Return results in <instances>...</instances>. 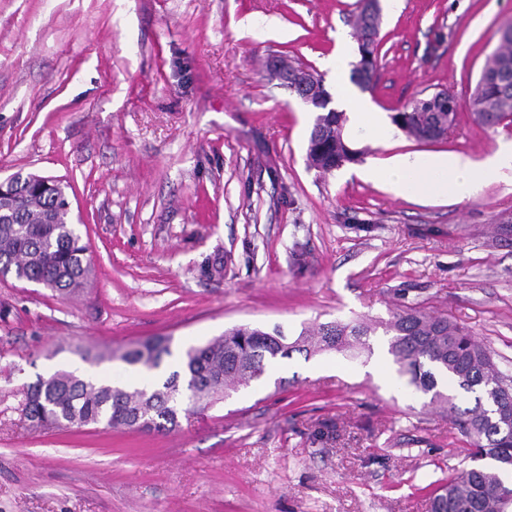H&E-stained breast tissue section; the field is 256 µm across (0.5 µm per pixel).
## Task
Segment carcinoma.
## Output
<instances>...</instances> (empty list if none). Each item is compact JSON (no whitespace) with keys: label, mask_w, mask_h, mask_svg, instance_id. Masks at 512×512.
I'll return each mask as SVG.
<instances>
[{"label":"carcinoma","mask_w":512,"mask_h":512,"mask_svg":"<svg viewBox=\"0 0 512 512\" xmlns=\"http://www.w3.org/2000/svg\"><path fill=\"white\" fill-rule=\"evenodd\" d=\"M512 67V36H501L500 47L486 59L483 71ZM477 118L490 125L512 121V90L496 84L478 85L468 102ZM393 122L420 141L444 138L448 105L425 97ZM342 112H323L310 134L309 163L331 171L360 155L344 137ZM65 186L46 195L29 190L13 202L0 204V273L18 280L43 281L60 294L75 291L92 274L88 245L71 223ZM389 336V353L407 385L429 397V404L448 414L469 439V457L476 466L450 477L431 501L432 512H508L512 488L501 475L512 470V377L496 366L491 352L462 327L443 316L409 308L379 323ZM376 328L329 322L305 330L293 341L276 327L267 332L239 326L224 336L189 347L180 369L164 381L154 377L170 340H146L126 350L120 359L142 381L112 383L59 371L22 390L18 409L27 420L48 427L101 425L105 429L138 428L150 414L156 427L171 429L179 416L203 412L227 390L248 387L268 365L294 352L307 355L325 349L344 351L360 346L371 350Z\"/></svg>","instance_id":"obj_1"}]
</instances>
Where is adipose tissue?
<instances>
[{
    "label": "adipose tissue",
    "instance_id": "adipose-tissue-1",
    "mask_svg": "<svg viewBox=\"0 0 512 512\" xmlns=\"http://www.w3.org/2000/svg\"><path fill=\"white\" fill-rule=\"evenodd\" d=\"M507 170H512V141L481 161L458 154L395 155L375 161L364 176L398 196L461 201L474 194L481 178Z\"/></svg>",
    "mask_w": 512,
    "mask_h": 512
}]
</instances>
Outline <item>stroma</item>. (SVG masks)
I'll return each instance as SVG.
<instances>
[{"mask_svg":"<svg viewBox=\"0 0 512 512\" xmlns=\"http://www.w3.org/2000/svg\"><path fill=\"white\" fill-rule=\"evenodd\" d=\"M377 71L359 98L392 117L439 91L468 101L512 26V0L381 3ZM357 0H0V177L67 182L94 269L64 296L0 278V512H429L471 464L452 422L404 394L371 351L299 353L175 430L33 427L37 377L124 371L168 336L183 354L245 325L288 338L407 307L447 317L512 375V172L461 202L365 179L400 153L479 160L512 123L461 109L447 139L401 130L357 162L307 159L315 115L268 69L285 56L336 91Z\"/></svg>","mask_w":512,"mask_h":512,"instance_id":"35a3bbf8","label":"stroma"}]
</instances>
